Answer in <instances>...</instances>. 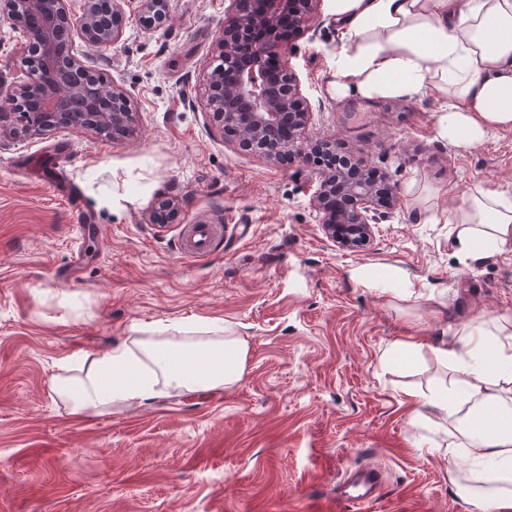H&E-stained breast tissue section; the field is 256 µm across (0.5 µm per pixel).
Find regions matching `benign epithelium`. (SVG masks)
I'll use <instances>...</instances> for the list:
<instances>
[{
    "mask_svg": "<svg viewBox=\"0 0 512 512\" xmlns=\"http://www.w3.org/2000/svg\"><path fill=\"white\" fill-rule=\"evenodd\" d=\"M0 0V20L25 37L13 81H0V137L47 130L112 129L124 137L135 123V106L122 87L107 84L79 58L78 43L116 44L129 0ZM141 21L151 32L168 18V0H139ZM214 62L204 86L209 119L227 129L244 150L272 160L310 159L316 147L336 148L333 138L309 136L314 108L297 74L282 60L278 34L311 29L321 0H229ZM311 198L325 236L343 251L368 249L378 224L391 218L396 188L374 184L336 165H316Z\"/></svg>",
    "mask_w": 512,
    "mask_h": 512,
    "instance_id": "benign-epithelium-1",
    "label": "benign epithelium"
}]
</instances>
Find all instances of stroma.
Returning a JSON list of instances; mask_svg holds the SVG:
<instances>
[{
    "instance_id": "stroma-1",
    "label": "stroma",
    "mask_w": 512,
    "mask_h": 512,
    "mask_svg": "<svg viewBox=\"0 0 512 512\" xmlns=\"http://www.w3.org/2000/svg\"><path fill=\"white\" fill-rule=\"evenodd\" d=\"M225 0H168L153 34L129 0L117 45L84 62L134 99L121 140L59 130L0 138V512H356L331 489L376 465L370 512H471L449 462L420 454L427 431L404 392L446 375L429 354L387 366L397 340H454L476 316L512 315V247L475 261L450 247L446 211L478 183L512 196V131L462 153L436 134L430 93L325 97L338 46L329 0L316 37L290 34L284 58L323 100L311 137L343 141L395 183L398 204L371 249L339 250L310 205L315 167L240 151L211 124L203 80ZM164 199L176 216L153 224ZM224 237L184 254L185 225ZM402 269L421 297L359 284L358 270ZM218 318L246 339L240 382L82 414L53 389L154 324Z\"/></svg>"
}]
</instances>
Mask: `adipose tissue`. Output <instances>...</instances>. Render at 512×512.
<instances>
[{
	"mask_svg": "<svg viewBox=\"0 0 512 512\" xmlns=\"http://www.w3.org/2000/svg\"><path fill=\"white\" fill-rule=\"evenodd\" d=\"M339 27L330 97L395 99L430 92L436 131L467 151L512 130V0H332ZM459 255L512 246V198L484 185L446 217ZM220 319L162 324L64 379L74 410L141 404L179 391L229 388L243 376L246 340ZM451 373L428 395L410 392L416 423L440 432L433 449L455 467L448 482L475 512H512V324L479 318L431 346Z\"/></svg>",
	"mask_w": 512,
	"mask_h": 512,
	"instance_id": "ef3b65f1",
	"label": "adipose tissue"
}]
</instances>
